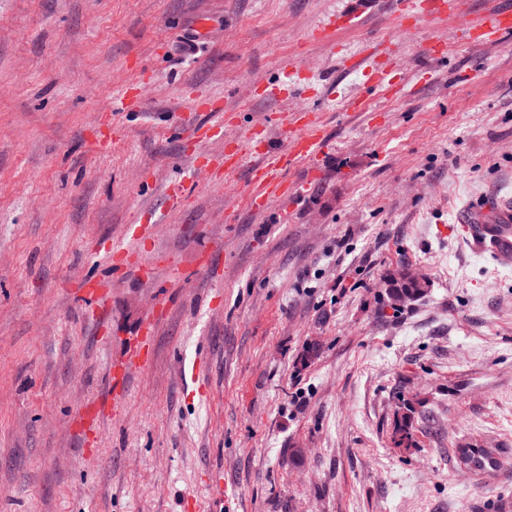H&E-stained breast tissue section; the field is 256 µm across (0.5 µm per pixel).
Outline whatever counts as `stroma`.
<instances>
[{
	"mask_svg": "<svg viewBox=\"0 0 512 512\" xmlns=\"http://www.w3.org/2000/svg\"><path fill=\"white\" fill-rule=\"evenodd\" d=\"M396 2L0 0V512H512V267L457 222L512 200V0L394 41ZM273 81L326 145L259 211L219 160ZM412 278L404 274H398L397 276H390L388 279L387 300L394 308H400L407 303L418 301L426 295L427 290H424L418 283H425L426 279L419 276ZM497 448H459L456 456V461L460 463L461 460L474 470H485L492 467H497L499 459L497 457Z\"/></svg>",
	"mask_w": 512,
	"mask_h": 512,
	"instance_id": "stroma-1",
	"label": "stroma"
}]
</instances>
